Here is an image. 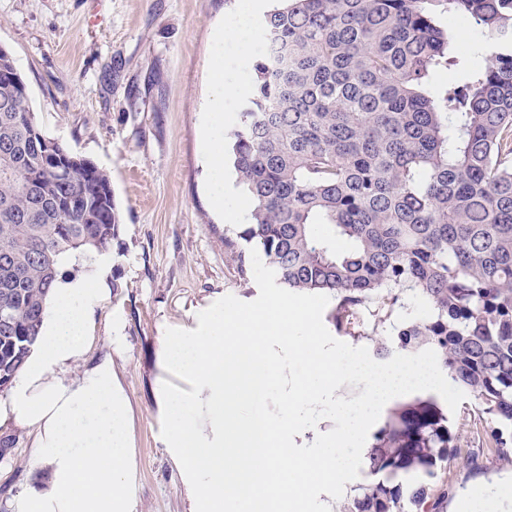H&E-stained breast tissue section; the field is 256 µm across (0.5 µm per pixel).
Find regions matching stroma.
Segmentation results:
<instances>
[{
	"label": "stroma",
	"mask_w": 512,
	"mask_h": 512,
	"mask_svg": "<svg viewBox=\"0 0 512 512\" xmlns=\"http://www.w3.org/2000/svg\"><path fill=\"white\" fill-rule=\"evenodd\" d=\"M242 0H0V47L24 79L37 121L51 139L106 170L122 214L110 250L119 286L96 310L93 333L122 340L116 364L133 415L134 512H188L180 468L163 443L155 382L156 352L167 328L231 294L250 302L254 278L237 254L250 246L243 224H228L206 193L203 117L208 67L218 28L237 20ZM237 93L225 99L233 129L252 81V59L224 49ZM234 247H227V240ZM459 464L438 472L446 496L431 512H460L479 491L512 512V464L486 453L485 416L465 399L451 421ZM12 452L0 458V512L31 476L29 430L6 423Z\"/></svg>",
	"instance_id": "obj_1"
}]
</instances>
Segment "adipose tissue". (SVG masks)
<instances>
[{
    "label": "adipose tissue",
    "instance_id": "ef3b65f1",
    "mask_svg": "<svg viewBox=\"0 0 512 512\" xmlns=\"http://www.w3.org/2000/svg\"><path fill=\"white\" fill-rule=\"evenodd\" d=\"M261 30L247 17L219 34L210 67L214 107L205 116L207 189L226 223H238L242 203L224 179V99L237 90L224 72L223 45L252 53ZM112 257L97 254L81 276H59L46 306L40 335L5 398L0 423L31 432L30 458L38 472L10 502L12 512H130L127 485L136 469L129 396L111 351L92 355L91 320L109 298Z\"/></svg>",
    "mask_w": 512,
    "mask_h": 512
}]
</instances>
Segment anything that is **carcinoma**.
<instances>
[{"instance_id":"1","label":"carcinoma","mask_w":512,"mask_h":512,"mask_svg":"<svg viewBox=\"0 0 512 512\" xmlns=\"http://www.w3.org/2000/svg\"><path fill=\"white\" fill-rule=\"evenodd\" d=\"M485 32L481 66L433 7ZM266 49L228 134L252 203L242 238L284 288L334 298L336 331H377L411 291L430 308L377 341L379 358L436 352L512 463V0H276ZM440 66L458 73L443 93ZM0 386L35 343L62 258L119 238L109 175L51 141L0 76ZM459 448L433 398L400 403L338 512H423ZM424 477L412 487L403 477Z\"/></svg>"}]
</instances>
